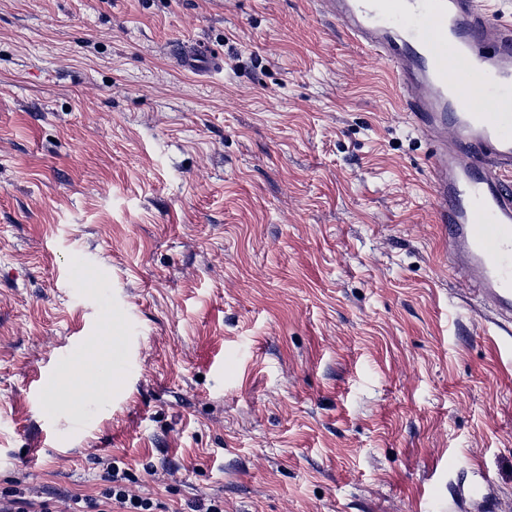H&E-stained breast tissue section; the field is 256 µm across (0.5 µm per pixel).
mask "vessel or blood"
Wrapping results in <instances>:
<instances>
[{"mask_svg":"<svg viewBox=\"0 0 512 512\" xmlns=\"http://www.w3.org/2000/svg\"><path fill=\"white\" fill-rule=\"evenodd\" d=\"M324 3L353 41L392 65L404 110L431 144L448 262L500 324H512V22L478 0ZM177 55L188 70L222 66L194 45ZM66 389L61 376L39 378L46 416Z\"/></svg>","mask_w":512,"mask_h":512,"instance_id":"obj_1","label":"vessel or blood"}]
</instances>
